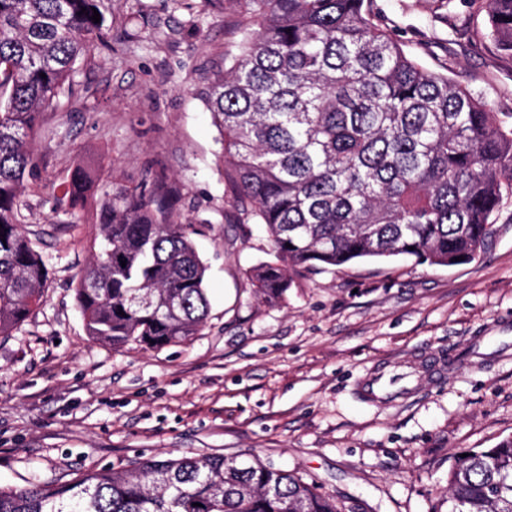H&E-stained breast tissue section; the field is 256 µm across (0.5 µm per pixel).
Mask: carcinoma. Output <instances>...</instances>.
Returning <instances> with one entry per match:
<instances>
[{
	"mask_svg": "<svg viewBox=\"0 0 512 512\" xmlns=\"http://www.w3.org/2000/svg\"><path fill=\"white\" fill-rule=\"evenodd\" d=\"M225 1L238 41L205 102L235 206L271 238L274 259L251 272L259 297L280 301L296 267L473 261L512 191V113L499 116L481 94L410 56L375 0H208ZM102 2L0 0V335L43 303L48 271L23 225L22 197L36 178L44 112L92 103L76 64L97 42L112 50L105 14L91 20ZM435 2L447 9L439 18L467 30L456 0ZM461 2L486 10L491 45L512 56V0ZM93 190L98 233L77 288L87 335L158 349L199 334L207 267L177 188L157 171L122 183L77 169L59 202L81 212ZM449 486L448 512H512V439L458 458ZM0 512L339 509L318 484L270 462L181 455L0 486Z\"/></svg>",
	"mask_w": 512,
	"mask_h": 512,
	"instance_id": "obj_1",
	"label": "carcinoma"
}]
</instances>
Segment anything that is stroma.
<instances>
[{"instance_id":"35a3bbf8","label":"stroma","mask_w":512,"mask_h":512,"mask_svg":"<svg viewBox=\"0 0 512 512\" xmlns=\"http://www.w3.org/2000/svg\"><path fill=\"white\" fill-rule=\"evenodd\" d=\"M384 24L423 66L512 112V57L454 37L431 0H377ZM112 40L78 64L92 108L49 112L35 139L41 169L23 198L48 280L43 304L0 336V485L54 480L138 455L259 460L359 499L373 512H448L460 454L512 439V198L470 263L359 260L292 270L283 299L257 296L249 271L269 261L264 225L241 217L224 182L221 136L203 97L232 47L234 9L208 0H109ZM117 180L164 170L185 222L203 227L210 311L186 343L115 349L87 336L76 288L98 228L57 201L72 170ZM403 404H366L360 381L381 365L422 368Z\"/></svg>"}]
</instances>
